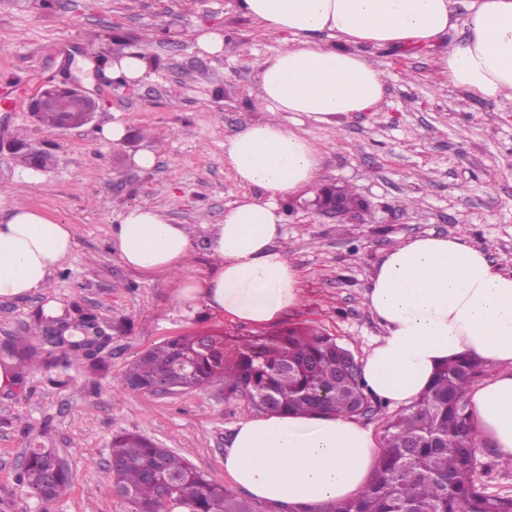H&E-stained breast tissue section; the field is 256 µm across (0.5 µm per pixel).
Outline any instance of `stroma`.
I'll return each instance as SVG.
<instances>
[{"instance_id":"obj_1","label":"stroma","mask_w":512,"mask_h":512,"mask_svg":"<svg viewBox=\"0 0 512 512\" xmlns=\"http://www.w3.org/2000/svg\"><path fill=\"white\" fill-rule=\"evenodd\" d=\"M175 19L186 32L177 51L162 33ZM192 29L221 32L223 54H199ZM64 40L71 52L63 57ZM280 46L236 0H70L52 12L35 0H0V88L25 99L46 79L66 78L101 96L94 121L69 129L0 108V202L39 209L71 225L75 238L46 288L0 301V362L11 359L16 337L31 335L50 301L69 315L78 308L94 315L109 336L99 369L67 363L60 350L50 370H27L17 388L0 391V512H132L109 466L113 437L129 432L227 484L224 454L236 425L254 414L246 399L225 397L219 384L175 394L115 387L138 356L175 337L257 329L203 308L185 314L172 281L124 266L110 236L124 207L150 202L187 228L191 273H208L215 264L208 225L222 223L243 197L262 195L225 168L224 139L259 118L254 63ZM447 49H367L389 76L382 109L349 114L337 127L304 124L323 152L322 184L351 186L363 204L338 220L316 215L307 196L281 201L303 293L280 328L322 331L364 360L381 334L365 299L374 266L422 234L476 244L512 272V100L476 101L436 77ZM128 52L154 65L138 83L114 82L112 60ZM112 122L124 123L126 135L111 144L100 131ZM20 140L52 156L31 187L14 178ZM145 150L155 156L149 169L133 161ZM31 448L53 449L63 461L72 476L64 497L44 503L19 483Z\"/></svg>"}]
</instances>
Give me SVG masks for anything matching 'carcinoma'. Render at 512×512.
<instances>
[{"label":"carcinoma","mask_w":512,"mask_h":512,"mask_svg":"<svg viewBox=\"0 0 512 512\" xmlns=\"http://www.w3.org/2000/svg\"><path fill=\"white\" fill-rule=\"evenodd\" d=\"M204 351L195 337L181 336L147 350L124 382L147 387L165 381L179 389L223 385L227 397H243L259 413L348 415L376 411L361 371L345 368L351 352L330 336L288 329L274 334L213 336ZM486 370L476 358L443 364L433 385L410 411L386 418L383 454L368 489L339 504L290 508L288 512H512V495L490 494L474 479L477 446L465 390ZM112 485L134 512H162L156 481L147 469L162 462V477L188 500L190 512H283L258 507L221 484L206 480L179 454L128 433L112 440ZM18 480L50 503L70 487V474L56 453L32 448Z\"/></svg>","instance_id":"1"}]
</instances>
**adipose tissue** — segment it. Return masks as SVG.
<instances>
[{
	"label": "adipose tissue",
	"instance_id": "obj_1",
	"mask_svg": "<svg viewBox=\"0 0 512 512\" xmlns=\"http://www.w3.org/2000/svg\"><path fill=\"white\" fill-rule=\"evenodd\" d=\"M237 0L238 10L283 45L256 62V104L265 116L224 141V165L265 197L243 198L213 225L211 274L192 275L190 236L147 202L128 206L111 232L120 261L144 275L174 277L175 300L188 313H212L257 326L275 324L302 298L300 273L282 245L280 201L315 189L321 148L299 127L340 124L376 112L387 76L367 47L433 46L447 38L438 66L449 85L478 101L512 100V0ZM293 113L292 122L278 120ZM74 234L23 205L0 221V300L46 288L71 257ZM366 303L383 329L366 356L365 386L383 402L410 409L447 361L477 357L493 377L468 387L467 412L479 443L512 460V272L484 249L457 238L419 235L377 262ZM382 454L357 419L269 415L241 421L224 456V473L255 498L315 507L360 495Z\"/></svg>",
	"mask_w": 512,
	"mask_h": 512
}]
</instances>
